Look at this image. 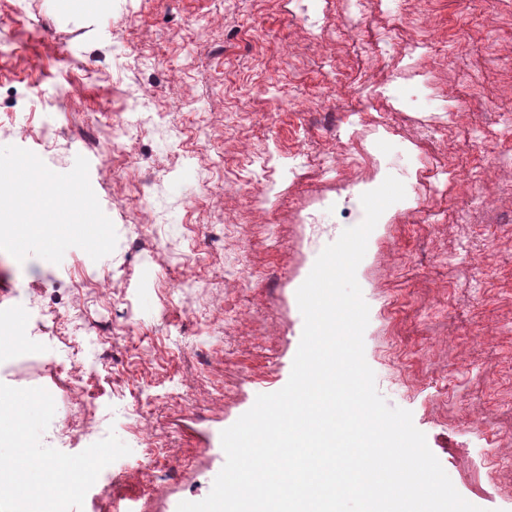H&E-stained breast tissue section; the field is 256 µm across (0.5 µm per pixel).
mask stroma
I'll return each instance as SVG.
<instances>
[{
  "instance_id": "obj_1",
  "label": "stroma",
  "mask_w": 512,
  "mask_h": 512,
  "mask_svg": "<svg viewBox=\"0 0 512 512\" xmlns=\"http://www.w3.org/2000/svg\"><path fill=\"white\" fill-rule=\"evenodd\" d=\"M304 8L324 25L306 30ZM475 13L486 24L468 47L448 44ZM351 69L369 81L328 84ZM510 85L512 0H366L360 20L350 0H0V146L57 173L85 157L117 236L97 261L0 255V319L38 331L0 359V393L37 399L0 427V477L24 481L22 454L62 479L105 448L108 485L73 494L72 512L205 499L221 432L289 380L296 292L344 229L339 204L361 208L400 158L406 197L356 271L365 358L458 493L512 512V183L496 177L512 161ZM118 124L133 135L122 147ZM345 154L357 164L329 169ZM310 213L329 227L317 241ZM144 451L152 465L134 466Z\"/></svg>"
}]
</instances>
